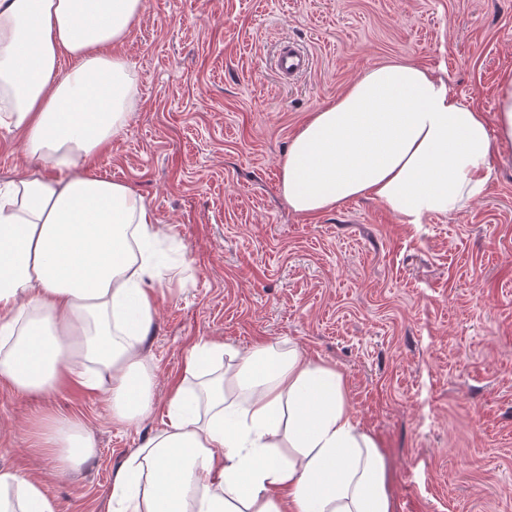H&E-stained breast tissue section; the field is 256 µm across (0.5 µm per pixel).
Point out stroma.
Listing matches in <instances>:
<instances>
[{
    "instance_id": "obj_1",
    "label": "stroma",
    "mask_w": 512,
    "mask_h": 512,
    "mask_svg": "<svg viewBox=\"0 0 512 512\" xmlns=\"http://www.w3.org/2000/svg\"><path fill=\"white\" fill-rule=\"evenodd\" d=\"M284 40L313 59L290 82L274 69ZM116 51L135 105L87 167L143 197L174 244L146 343L154 410L122 423L98 392L0 383V467L40 480L58 512H111L113 477L163 427L192 346L265 341L343 373L395 512H512V146L481 199L421 224L368 196L303 217L279 190L299 125L388 60L493 113L512 0H145ZM23 142L0 128V183L33 168ZM48 414L85 423L96 452L79 470L35 447Z\"/></svg>"
}]
</instances>
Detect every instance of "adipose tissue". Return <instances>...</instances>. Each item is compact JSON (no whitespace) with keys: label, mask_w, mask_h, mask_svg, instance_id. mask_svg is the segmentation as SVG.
<instances>
[{"label":"adipose tissue","mask_w":512,"mask_h":512,"mask_svg":"<svg viewBox=\"0 0 512 512\" xmlns=\"http://www.w3.org/2000/svg\"><path fill=\"white\" fill-rule=\"evenodd\" d=\"M144 0H0V126L42 164L0 185V381L28 395L76 384L114 420L153 410L144 346L164 237L143 199L84 171L130 114L134 74L114 53ZM71 66L58 76L61 59ZM512 144V81L494 120L411 62L366 71L312 112L280 161L289 208L315 216L369 195L400 223L479 199L492 155ZM223 345H195L162 429L116 472L112 512H394L389 473L335 367L258 343L202 372ZM37 444L75 471L85 424L51 416ZM0 512H57L41 481L0 468Z\"/></svg>","instance_id":"ef3b65f1"}]
</instances>
